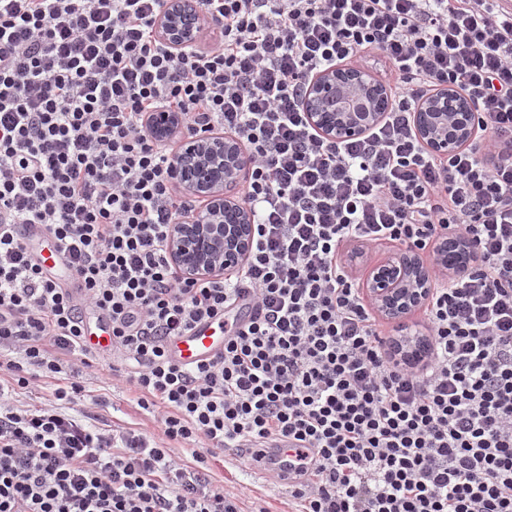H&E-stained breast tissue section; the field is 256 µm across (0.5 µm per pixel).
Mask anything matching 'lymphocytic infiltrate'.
I'll use <instances>...</instances> for the list:
<instances>
[{
	"instance_id": "obj_1",
	"label": "lymphocytic infiltrate",
	"mask_w": 512,
	"mask_h": 512,
	"mask_svg": "<svg viewBox=\"0 0 512 512\" xmlns=\"http://www.w3.org/2000/svg\"><path fill=\"white\" fill-rule=\"evenodd\" d=\"M197 2L218 34L179 53L157 37L164 0H0V512H242L206 458L241 448L252 466L276 439L293 445L299 512H512V0ZM373 53L387 115L330 143L306 122L307 84ZM444 84L478 125L440 157L412 114ZM160 109L249 157L254 244L232 274L190 281L169 260L201 202L150 137ZM28 224L65 244L78 291L38 266ZM446 237L473 244L468 276L442 272ZM385 244L424 254L434 280L423 364L394 360L342 258ZM86 306L108 311L162 442L61 411L85 393ZM221 312L216 358L168 361L172 338ZM64 372L41 408L5 394Z\"/></svg>"
}]
</instances>
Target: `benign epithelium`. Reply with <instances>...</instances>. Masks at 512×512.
<instances>
[{"label": "benign epithelium", "instance_id": "7a95c632", "mask_svg": "<svg viewBox=\"0 0 512 512\" xmlns=\"http://www.w3.org/2000/svg\"><path fill=\"white\" fill-rule=\"evenodd\" d=\"M207 23L193 0H166L157 21L158 37L183 50L197 45ZM388 94L386 85L364 69L329 68L310 82L305 115L321 137L344 143L383 121ZM413 122L421 143L444 157L470 144L476 133L473 103L449 87L423 99ZM148 123L151 134L162 140L174 138L181 129L180 117L164 110L152 113ZM179 145L175 185L203 200L204 206L174 226L168 242L170 261L180 276L189 279L231 272L243 264L253 240L251 214L237 195L250 174L248 156L237 140L216 134L183 137ZM438 254L451 277H462L472 263L464 241L441 243ZM360 287L382 319L398 323L428 302L434 283L420 254L402 250L365 267Z\"/></svg>", "mask_w": 512, "mask_h": 512}]
</instances>
